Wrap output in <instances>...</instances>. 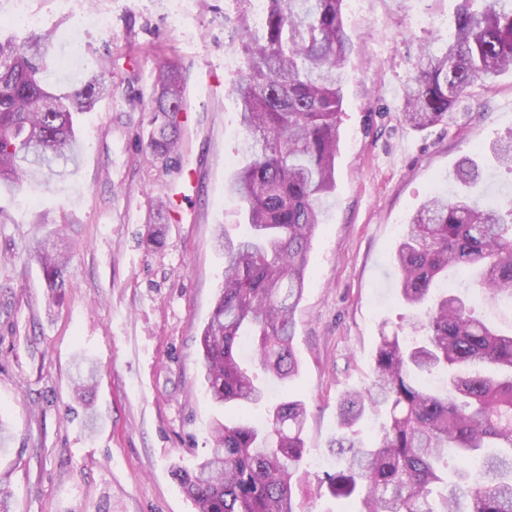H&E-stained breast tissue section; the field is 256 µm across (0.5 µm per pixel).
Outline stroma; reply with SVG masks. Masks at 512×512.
Returning a JSON list of instances; mask_svg holds the SVG:
<instances>
[{
    "label": "stroma",
    "instance_id": "35a3bbf8",
    "mask_svg": "<svg viewBox=\"0 0 512 512\" xmlns=\"http://www.w3.org/2000/svg\"><path fill=\"white\" fill-rule=\"evenodd\" d=\"M162 0H27L38 30L55 34L48 82L81 85L106 60L112 95L80 119L83 151L66 178L0 193V490L10 512H193L172 475L209 446L213 418L199 336L224 278L216 225L237 224L225 185L239 160V54L229 20L239 0H191L177 24ZM460 0H345L354 44L344 101L336 190L308 254L296 313L300 361L291 384L308 410L304 470L312 512H351L322 487L336 404L368 387L381 329L413 311L399 300L390 256L424 200L453 195L464 158L488 155L512 131V73L475 88L450 124L408 126L403 88L424 43L444 40ZM106 12L102 33L83 16ZM428 18L417 27L415 16ZM210 66L216 86L181 113L172 160L148 147L160 63ZM67 257V288L50 304L37 241ZM96 363L87 421L75 393L79 359Z\"/></svg>",
    "mask_w": 512,
    "mask_h": 512
}]
</instances>
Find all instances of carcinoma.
<instances>
[{
	"mask_svg": "<svg viewBox=\"0 0 512 512\" xmlns=\"http://www.w3.org/2000/svg\"><path fill=\"white\" fill-rule=\"evenodd\" d=\"M232 21L240 66L232 80L239 103L245 163L226 183L242 205L244 236L217 229L224 283L200 334L204 386L213 403L267 407L262 426L215 423L210 448L191 473L175 472L194 512H309L301 507L307 408L289 392L299 374L296 312L308 252L325 197L336 188L339 70L353 51L344 0H264L265 26L253 32L246 5ZM504 0H462L439 47L422 46L404 89L403 119L422 129L449 123L473 88L512 70V8ZM54 58L49 32L22 42L0 37V191L39 184L56 164L78 162V116L112 95L106 65L76 88L59 90L42 73ZM150 107V147L170 158L180 147L177 121L186 105L180 64L161 66ZM512 170V137L491 148ZM482 177L467 158L455 198H428L392 253L398 296L423 310L407 336L381 330L370 385L337 402L336 469L328 490L356 512H512V332L473 315L468 299L435 292L448 269L479 271L491 303L512 306V204L480 205L469 189ZM50 290L67 287L61 256L36 249ZM283 384L269 401L260 377ZM389 420L371 441L354 430L368 408Z\"/></svg>",
	"mask_w": 512,
	"mask_h": 512,
	"instance_id": "1",
	"label": "carcinoma"
}]
</instances>
